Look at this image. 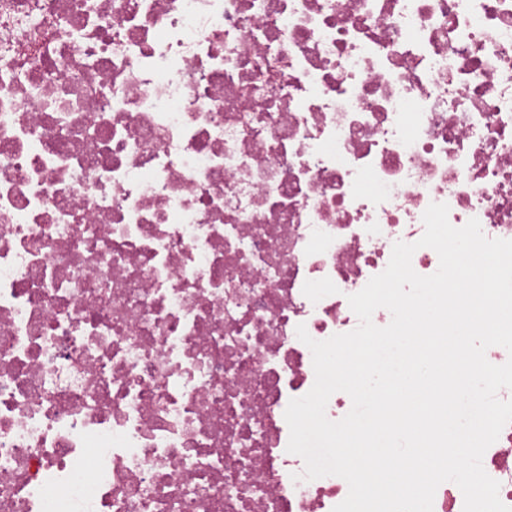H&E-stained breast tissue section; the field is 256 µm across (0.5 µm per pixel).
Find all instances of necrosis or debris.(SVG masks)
<instances>
[{"instance_id":"necrosis-or-debris-1","label":"necrosis or debris","mask_w":512,"mask_h":512,"mask_svg":"<svg viewBox=\"0 0 512 512\" xmlns=\"http://www.w3.org/2000/svg\"><path fill=\"white\" fill-rule=\"evenodd\" d=\"M433 203L512 239V0H0V512H332L296 328Z\"/></svg>"}]
</instances>
